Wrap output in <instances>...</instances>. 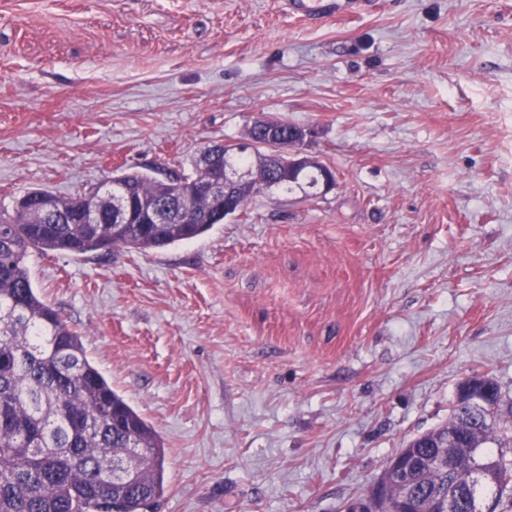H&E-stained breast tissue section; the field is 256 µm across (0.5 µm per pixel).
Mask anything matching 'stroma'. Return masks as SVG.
<instances>
[{
  "instance_id": "stroma-1",
  "label": "stroma",
  "mask_w": 512,
  "mask_h": 512,
  "mask_svg": "<svg viewBox=\"0 0 512 512\" xmlns=\"http://www.w3.org/2000/svg\"><path fill=\"white\" fill-rule=\"evenodd\" d=\"M279 118L336 176L189 242L31 254L166 449L154 512H346L459 385L512 403V0H0V211ZM293 14L307 20H318L325 15L346 17L368 13L376 5L375 0H289Z\"/></svg>"
}]
</instances>
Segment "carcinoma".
<instances>
[{
  "label": "carcinoma",
  "mask_w": 512,
  "mask_h": 512,
  "mask_svg": "<svg viewBox=\"0 0 512 512\" xmlns=\"http://www.w3.org/2000/svg\"><path fill=\"white\" fill-rule=\"evenodd\" d=\"M265 153L232 155L237 167H258ZM321 165L283 167L278 186L310 195L319 188ZM213 170L193 160V174L158 179L122 172L109 196L131 191L146 204L185 196L183 224H127L112 238L108 210L97 224H78L75 213L101 198L99 192L61 198L33 189L0 213V512H144L164 493L166 452L153 427L89 360L82 336L34 288L27 258L33 252L87 255L106 249L160 250L198 237L224 223V209L197 191ZM452 430L454 474L429 468L408 476L405 491L417 512H433L438 496L458 492L455 512H496L512 482L501 472L503 450L488 443L512 442V405L500 394L491 402L461 400L448 422L408 442V452L428 458L434 439Z\"/></svg>",
  "instance_id": "cac0c4a2"
}]
</instances>
